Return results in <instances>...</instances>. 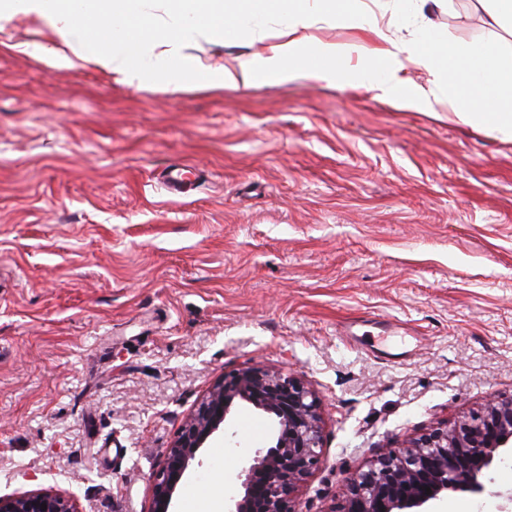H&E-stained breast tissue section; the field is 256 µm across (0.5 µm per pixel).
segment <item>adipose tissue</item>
<instances>
[{
    "mask_svg": "<svg viewBox=\"0 0 512 512\" xmlns=\"http://www.w3.org/2000/svg\"><path fill=\"white\" fill-rule=\"evenodd\" d=\"M162 14L148 13L145 0H0V25L19 21L73 48L82 62L111 73L116 81L143 76L177 85L185 51L214 35H235L259 18H277L278 41L263 57L225 63L212 82L250 87L259 75L277 81L341 78L350 87L405 106L417 100L430 106L431 94H403L406 63L432 66L448 87V105L461 119L489 124L512 135V68L484 46H441L431 37L412 43L383 39L366 54V64H351V50L312 44L306 32L333 21L364 27L363 0H164ZM385 61L377 71V61Z\"/></svg>",
    "mask_w": 512,
    "mask_h": 512,
    "instance_id": "obj_1",
    "label": "adipose tissue"
}]
</instances>
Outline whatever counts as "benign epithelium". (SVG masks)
Segmentation results:
<instances>
[{"mask_svg": "<svg viewBox=\"0 0 512 512\" xmlns=\"http://www.w3.org/2000/svg\"><path fill=\"white\" fill-rule=\"evenodd\" d=\"M237 402L273 415L275 431L269 445L239 456L242 492L226 512H295L294 494L322 453L318 402L298 378L260 366L219 379L186 417L154 476L151 512H172L178 483L215 433L239 447L230 420ZM507 459L512 460V394L380 451L347 480L344 502L333 512H429L432 501L450 492H482L485 474ZM0 512L78 510L72 498L43 488L1 495Z\"/></svg>", "mask_w": 512, "mask_h": 512, "instance_id": "benign-epithelium-1", "label": "benign epithelium"}]
</instances>
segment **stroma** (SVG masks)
<instances>
[{
  "label": "stroma",
  "mask_w": 512,
  "mask_h": 512,
  "mask_svg": "<svg viewBox=\"0 0 512 512\" xmlns=\"http://www.w3.org/2000/svg\"><path fill=\"white\" fill-rule=\"evenodd\" d=\"M377 33L483 43V0H367ZM0 29V495L150 512L162 455L212 383L246 366L316 394L322 455L295 512H332L383 447L512 394V138L446 103L343 82L202 88L264 53L245 32L187 50L185 89L115 81ZM200 173L187 196L164 174ZM215 433L176 512L237 494ZM433 512H500L512 464Z\"/></svg>",
  "instance_id": "obj_1"
}]
</instances>
